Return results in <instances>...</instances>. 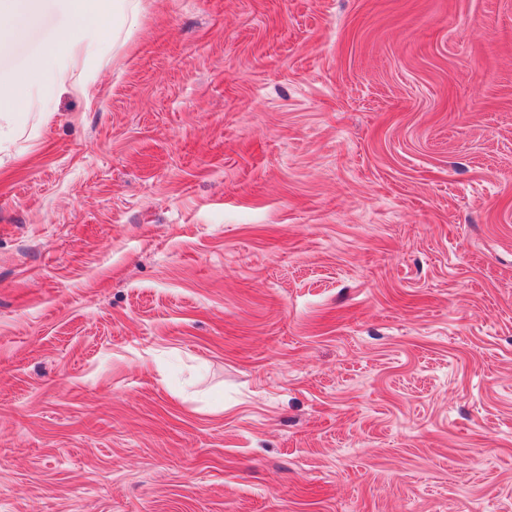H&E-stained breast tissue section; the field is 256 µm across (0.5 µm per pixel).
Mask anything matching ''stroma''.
I'll list each match as a JSON object with an SVG mask.
<instances>
[{
	"label": "stroma",
	"instance_id": "1",
	"mask_svg": "<svg viewBox=\"0 0 512 512\" xmlns=\"http://www.w3.org/2000/svg\"><path fill=\"white\" fill-rule=\"evenodd\" d=\"M67 22L0 57V512H512V0H141L36 71Z\"/></svg>",
	"mask_w": 512,
	"mask_h": 512
}]
</instances>
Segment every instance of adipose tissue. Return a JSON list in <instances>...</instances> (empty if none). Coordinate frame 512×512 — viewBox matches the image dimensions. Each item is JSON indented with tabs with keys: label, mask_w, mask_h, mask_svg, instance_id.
I'll return each instance as SVG.
<instances>
[{
	"label": "adipose tissue",
	"mask_w": 512,
	"mask_h": 512,
	"mask_svg": "<svg viewBox=\"0 0 512 512\" xmlns=\"http://www.w3.org/2000/svg\"><path fill=\"white\" fill-rule=\"evenodd\" d=\"M70 24L54 39L56 53H66L75 43L94 44L112 32V0H64Z\"/></svg>",
	"instance_id": "obj_1"
}]
</instances>
